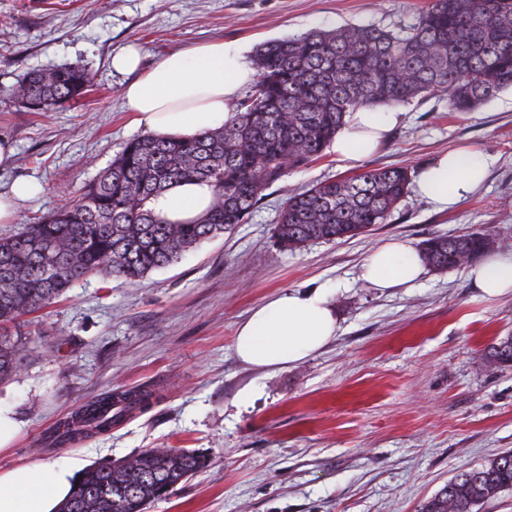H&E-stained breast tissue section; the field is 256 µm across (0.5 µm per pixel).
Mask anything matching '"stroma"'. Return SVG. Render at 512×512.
Returning <instances> with one entry per match:
<instances>
[{"instance_id":"stroma-1","label":"stroma","mask_w":512,"mask_h":512,"mask_svg":"<svg viewBox=\"0 0 512 512\" xmlns=\"http://www.w3.org/2000/svg\"><path fill=\"white\" fill-rule=\"evenodd\" d=\"M428 0H0V136L17 148L0 190L34 178L44 192L19 206L0 237L38 223L144 135L123 104L127 75L112 55L139 44L143 66L194 45L263 42L346 24L396 29ZM84 67L92 90L53 112L11 95L23 74ZM469 148L490 161L484 185L439 213L407 193L367 234L280 247L273 224L289 193L325 179L404 166ZM475 231L512 253V91L476 111H449L434 93L403 105L374 156L355 164L332 150L289 169L246 224L204 241L178 262L130 281L92 275L66 297L21 318L22 369L0 385V472L73 462L79 468L147 448H188L207 464L149 512H419L460 470L512 450V367L483 354L512 336V292L484 295L469 266L425 268L413 286L379 289L361 277L368 255L393 239ZM331 290L339 329L320 351L278 370L233 351L238 323L265 297ZM255 398L240 402L242 390ZM145 403L110 431L74 445L46 438L75 408L107 393Z\"/></svg>"}]
</instances>
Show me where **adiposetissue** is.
<instances>
[{"label":"adipose tissue","mask_w":512,"mask_h":512,"mask_svg":"<svg viewBox=\"0 0 512 512\" xmlns=\"http://www.w3.org/2000/svg\"><path fill=\"white\" fill-rule=\"evenodd\" d=\"M112 67L132 76L122 98L137 124L161 137L191 138L222 128L232 120L241 90L256 79L245 48L230 41L171 53L146 70L139 48L130 45L113 54ZM396 121V113L359 108L347 117L332 149L340 160L362 161L380 148ZM487 167V161L469 150L441 153L419 170L415 192L436 210L451 209L482 185ZM212 193L207 183L183 182L155 198L151 207L168 222H190L207 211ZM422 272L414 247L395 240L371 253L362 276L385 289L414 284ZM470 274L486 295L512 290V254L493 255ZM337 330L326 289L284 290L255 305L239 322L234 353L248 366L281 369L321 350ZM74 481V469L64 465L19 466L0 472V512H55Z\"/></svg>","instance_id":"ef3b65f1"}]
</instances>
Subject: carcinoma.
<instances>
[{"label":"carcinoma","instance_id":"1","mask_svg":"<svg viewBox=\"0 0 512 512\" xmlns=\"http://www.w3.org/2000/svg\"><path fill=\"white\" fill-rule=\"evenodd\" d=\"M258 80L223 128L190 139L135 138L78 198L37 224L0 238V384L20 369L26 342L12 332L19 319L53 304L86 276L137 280L178 260L203 241L247 223L263 192L291 167L322 156L360 107L380 111L441 92L448 110L467 113L512 88V0H430L417 21L397 30L346 25L267 41L256 53ZM86 69L64 65L26 73L12 95L44 111L91 91ZM187 181L213 187L198 220L169 223L150 203ZM403 167L328 179L290 193L274 224L281 247L348 240L386 223L405 197ZM488 251L485 234L434 236L422 255L435 270L456 268ZM492 368L512 365V336L493 344ZM109 393L62 425L56 443L104 433L120 422ZM205 464L181 448H152L125 460L86 468L56 512H147ZM512 489V453L464 470L421 512H477Z\"/></svg>","mask_w":512,"mask_h":512}]
</instances>
